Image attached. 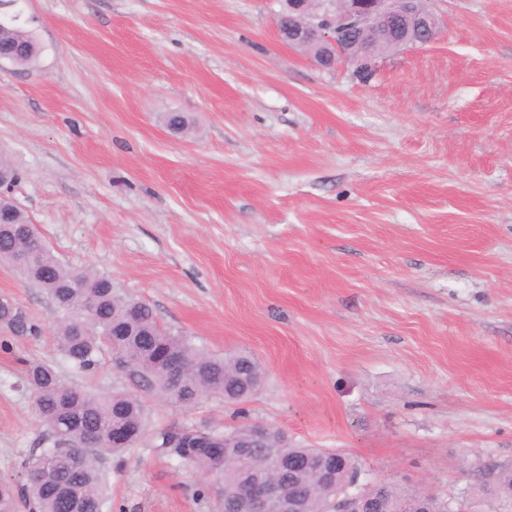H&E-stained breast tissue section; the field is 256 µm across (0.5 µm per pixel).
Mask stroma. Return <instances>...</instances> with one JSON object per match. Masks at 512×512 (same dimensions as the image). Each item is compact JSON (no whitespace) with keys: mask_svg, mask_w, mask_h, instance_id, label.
<instances>
[{"mask_svg":"<svg viewBox=\"0 0 512 512\" xmlns=\"http://www.w3.org/2000/svg\"><path fill=\"white\" fill-rule=\"evenodd\" d=\"M431 8L435 41L362 82L281 40V0H25L42 51L0 63L5 194L62 263L265 379L241 407L185 408L111 356L77 370L46 296L0 265L41 329L0 330V481L47 445L25 358L136 395L150 427L245 416L369 481L451 495L512 463V0ZM103 473L124 512H220L150 440Z\"/></svg>","mask_w":512,"mask_h":512,"instance_id":"35a3bbf8","label":"stroma"}]
</instances>
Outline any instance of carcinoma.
Returning a JSON list of instances; mask_svg holds the SVG:
<instances>
[{"label":"carcinoma","mask_w":512,"mask_h":512,"mask_svg":"<svg viewBox=\"0 0 512 512\" xmlns=\"http://www.w3.org/2000/svg\"><path fill=\"white\" fill-rule=\"evenodd\" d=\"M41 53L35 29L15 22L0 28V54L27 66ZM0 265L34 284L53 306V327L62 358L79 370L93 369L105 353L125 356L129 376L147 390L180 405L215 396L242 403L263 382L261 365L249 353L214 355L189 337L163 326L146 303L121 293L112 278L87 269L69 268L43 242L36 225L12 201L0 198ZM13 336H36L40 327L17 309L0 312ZM27 387L36 420L51 443L21 462L29 474L21 484L0 483V512L20 506L37 512H112L101 471L103 461L124 449L109 447L112 426L125 425L139 440L146 430L143 402L122 390L96 394L62 383L56 369L40 361L25 364ZM255 424L206 429L215 448H169L171 429L154 434L156 447L186 461L202 477H215L224 512H234L249 477L260 474L302 494L299 512H328L336 491L359 474L353 457L342 451L305 448L278 429L257 442ZM467 490L471 495L427 497L431 512H512V465L482 466ZM363 498L375 512H394L414 503L424 490L398 481L366 482Z\"/></svg>","instance_id":"carcinoma-1"}]
</instances>
